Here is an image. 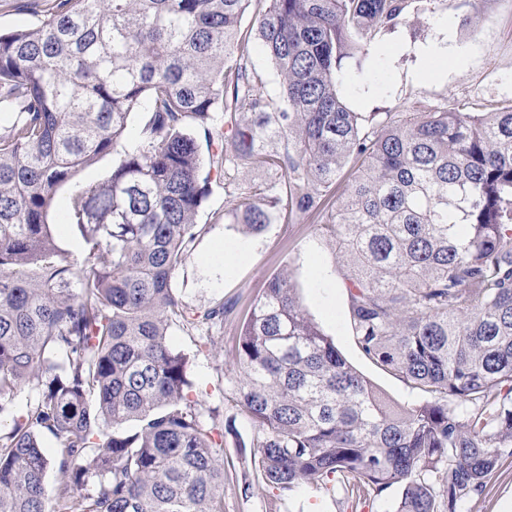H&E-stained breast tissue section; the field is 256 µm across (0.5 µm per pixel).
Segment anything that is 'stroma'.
<instances>
[{
	"mask_svg": "<svg viewBox=\"0 0 512 512\" xmlns=\"http://www.w3.org/2000/svg\"><path fill=\"white\" fill-rule=\"evenodd\" d=\"M440 39L448 46V68L432 82L423 76L416 50ZM343 93L360 112H428L443 106L466 112L474 105L488 112L512 102V0H417L405 25L375 40L365 69ZM112 166V155L101 156L58 188L52 229L63 255L82 252L76 230L63 221L76 184L106 181ZM209 188L198 214L208 230L175 278L184 301L193 308L230 297L246 303L271 278L285 277L307 315L387 399L401 406L418 402V394L358 349L349 323L348 264L313 219L298 214L291 223L272 224L258 234L239 224H215L212 213L224 208V184L218 174H211ZM239 244L245 245V254L224 265L219 249ZM239 322V315H232L206 347L195 332L171 331V342L187 356L193 386L202 394L204 416L235 422V433L224 436V512H352L339 487L326 492L306 485L293 498L282 499L258 482L250 451L239 448L250 441L252 429L230 400L233 371L228 352ZM460 512H512V457L500 461L483 494L465 501Z\"/></svg>",
	"mask_w": 512,
	"mask_h": 512,
	"instance_id": "1",
	"label": "stroma"
}]
</instances>
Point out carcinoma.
I'll return each instance as SVG.
<instances>
[{
  "instance_id": "1",
  "label": "carcinoma",
  "mask_w": 512,
  "mask_h": 512,
  "mask_svg": "<svg viewBox=\"0 0 512 512\" xmlns=\"http://www.w3.org/2000/svg\"><path fill=\"white\" fill-rule=\"evenodd\" d=\"M414 2L18 4L44 15L0 34V415L35 398L0 434V512H48L52 496L59 512H224L217 425L170 343V328L209 333L239 304L193 309L174 285L206 231V166L224 172L217 222L260 233L318 217L349 259L359 350L422 396L388 401L273 277L231 351L261 480L283 497L337 480L357 503L399 486L394 512H459L482 494L512 456V103L367 113L341 95L344 63L362 72ZM134 112L147 119L128 147ZM109 153L112 176L71 196L83 253L69 259L52 200Z\"/></svg>"
}]
</instances>
